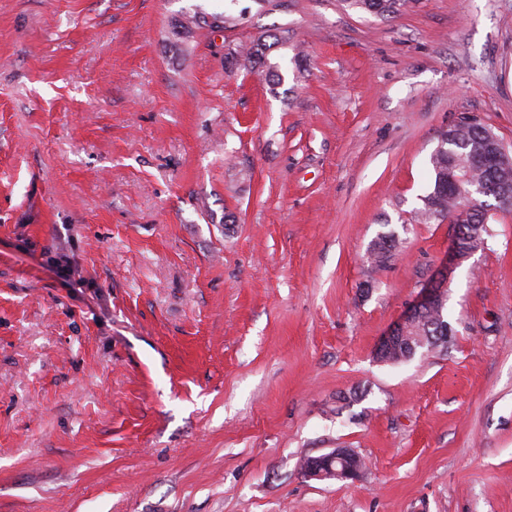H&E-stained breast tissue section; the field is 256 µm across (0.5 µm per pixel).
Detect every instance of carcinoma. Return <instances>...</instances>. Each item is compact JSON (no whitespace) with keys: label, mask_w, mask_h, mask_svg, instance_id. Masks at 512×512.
<instances>
[{"label":"carcinoma","mask_w":512,"mask_h":512,"mask_svg":"<svg viewBox=\"0 0 512 512\" xmlns=\"http://www.w3.org/2000/svg\"><path fill=\"white\" fill-rule=\"evenodd\" d=\"M350 7L377 16H391L406 5V0H347ZM281 41L274 35H262L252 41L246 50L231 52L226 56L229 68L242 66L273 81L281 79L279 64L271 61L272 53L279 49ZM491 129L476 122L474 124H459L448 129L451 140H441L440 146L430 157L433 182L429 192L421 197L422 207L418 214L426 221H443L450 219L461 230V240L474 236L479 242H484L489 234L488 219L484 207L491 203L474 204L456 194V190L447 181L448 163L454 162L458 171L469 176V180L485 183V170L482 161L472 158V154L487 139ZM397 246V238L393 234L382 235L372 244L369 259L381 267L393 257ZM407 335L417 348L430 351L438 346L439 337L448 335V321L445 320L444 310L432 308L424 311L413 320L407 330Z\"/></svg>","instance_id":"carcinoma-1"}]
</instances>
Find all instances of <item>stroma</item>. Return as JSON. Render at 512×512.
<instances>
[{"mask_svg":"<svg viewBox=\"0 0 512 512\" xmlns=\"http://www.w3.org/2000/svg\"><path fill=\"white\" fill-rule=\"evenodd\" d=\"M265 33L282 82L226 68ZM466 117L512 149V0H0V512H512V214L374 357ZM406 0H347L346 3L354 9L368 12L377 16H391L406 5ZM459 237V233L454 230L448 258L439 265L433 276L422 285L401 318L378 341L374 350L377 361L383 362L382 360L401 339L405 326L423 311L417 319L411 322L407 330V336H412V341L418 350L424 349L428 352L433 348L445 346V343L448 342L438 343L439 338L437 337L448 336V321L445 320L444 316L445 303L440 310L432 307L436 306L443 298L442 292L448 280V266L451 268V265L459 264L477 250L462 248L459 245ZM398 239L394 234H386L377 238L372 244L369 251V261L371 264L375 263L377 267L384 266L388 263L394 255ZM355 458L356 453L350 449L335 448L320 456L310 457L308 463L304 465L302 472L304 476L310 479L356 480L362 471L353 462ZM336 462L342 465L339 470L332 466Z\"/></svg>","mask_w":512,"mask_h":512,"instance_id":"35a3bbf8","label":"stroma"}]
</instances>
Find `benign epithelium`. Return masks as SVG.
I'll return each instance as SVG.
<instances>
[{"label":"benign epithelium","mask_w":512,"mask_h":512,"mask_svg":"<svg viewBox=\"0 0 512 512\" xmlns=\"http://www.w3.org/2000/svg\"><path fill=\"white\" fill-rule=\"evenodd\" d=\"M482 159L496 168L500 165L511 164L512 153L505 148L499 138L491 136L488 139V147L483 153ZM471 254H473V251L459 245V233H454L448 258L439 265L433 276L422 285L401 318L378 341L374 350L377 361H382L394 349L401 339L405 326L410 321L421 312L436 306L442 300L444 285L448 280V267L462 262ZM355 458V452L347 448H335L328 453L309 458L302 472L304 476L310 479L355 480L361 475V469L354 463ZM336 462L341 464V468L338 470L333 468V464Z\"/></svg>","instance_id":"benign-epithelium-1"}]
</instances>
